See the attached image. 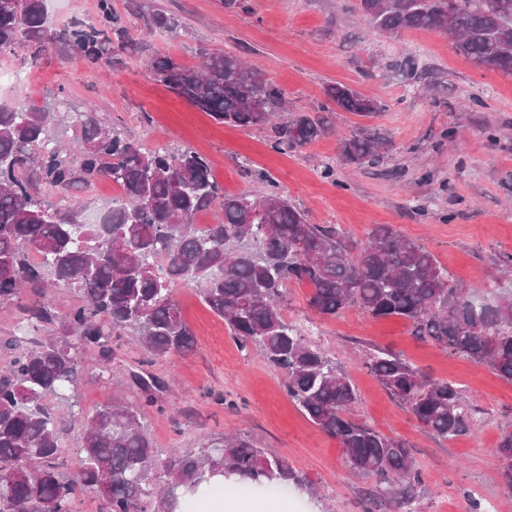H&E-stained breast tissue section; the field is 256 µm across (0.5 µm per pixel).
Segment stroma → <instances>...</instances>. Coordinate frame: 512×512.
I'll return each mask as SVG.
<instances>
[{"instance_id": "stroma-1", "label": "stroma", "mask_w": 512, "mask_h": 512, "mask_svg": "<svg viewBox=\"0 0 512 512\" xmlns=\"http://www.w3.org/2000/svg\"><path fill=\"white\" fill-rule=\"evenodd\" d=\"M353 2L251 0L245 13L222 0H112L135 49L113 54L104 69L65 58L59 47L35 64L2 54L0 104L26 100L88 111L101 123L124 127L140 145L192 149L209 160L226 192L262 196L277 185L313 223L336 225L355 243L373 225H392L433 253L454 282L491 295L512 279V77L479 68L435 31L385 37L353 10ZM156 11L177 16L178 31L145 33L141 16ZM205 49L257 64L282 89L289 111L327 118L331 133L302 150L276 152L270 128L216 122L149 72L151 62L166 55L197 65ZM406 62L429 73L430 82H408L397 70ZM336 82L384 103L385 111L366 119L337 109L324 93ZM365 126L391 142L385 171L356 170L339 158L340 136ZM451 127L456 136L450 141L445 133ZM325 163L335 167V181L321 178ZM424 171L430 181H420ZM115 191L108 180L77 185L68 203L79 217L102 215ZM310 292L307 283H289V320L352 380L358 393L352 417L402 439L420 474L410 505L381 502L374 512H512V491L498 477L497 454L500 439L512 431V383L418 340L405 320L372 318L355 307L334 317L318 315L307 306ZM175 299L195 346L151 366L170 383L163 411H144L159 456L194 451L202 437L235 432L285 460L299 476L279 484L273 499L260 486L226 479L222 496L197 503L195 512H217L222 502L240 505L242 512H362L376 477L350 470L338 440L288 398L282 372L257 349L240 348L195 285L179 284ZM44 338L22 323L15 307L0 306V369L8 361L6 341L31 348ZM368 344L400 354L433 378L458 383L478 426L448 441L425 432L365 368L361 353ZM79 368L84 410L132 400L131 383L98 380L97 351H84ZM218 392L224 404L215 402Z\"/></svg>"}]
</instances>
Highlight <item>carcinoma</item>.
<instances>
[{"instance_id":"1","label":"carcinoma","mask_w":512,"mask_h":512,"mask_svg":"<svg viewBox=\"0 0 512 512\" xmlns=\"http://www.w3.org/2000/svg\"><path fill=\"white\" fill-rule=\"evenodd\" d=\"M498 2L361 0L360 11L390 37L413 29L448 34L479 67L512 75V19L501 16ZM146 26L175 33L180 22L153 13ZM56 43L101 66L134 40L112 0H98L95 21L64 28L53 25L46 0H0V54L26 50L34 60ZM201 55L199 69L159 56L150 71L219 123L271 127L276 152L299 151L332 132L327 120L307 113L274 122L284 95L260 69L228 52ZM325 95L360 117L384 109L341 83L327 85ZM68 120L79 134L66 148L54 134L57 113L24 100L0 105V305H17L22 319L45 331L57 319L51 303L23 305L24 290L47 294L48 274L54 286L81 297L67 310L61 335L14 355L0 371V512H73L85 492L101 497L106 512H174L182 496L214 477L256 485L298 479L286 461L242 436H204L198 451L174 450L159 460L143 408H162L169 383L146 371L130 374L139 390L135 406L108 403L87 414L75 396H64L77 387L78 356L87 349L100 356L98 379L112 380L114 336L131 337L143 350V365L191 350L193 334L174 298L183 281L195 284L241 346L259 349L283 370L288 398L339 441L350 469L379 477L373 503L410 502L419 473L402 440L349 417L358 399L350 378L284 315L289 282L311 286L308 306L322 316L357 307L372 318L403 319L418 339L512 383L511 289L478 302L452 284L424 246L388 224L374 225L352 247L336 227L310 223L274 185L264 197L229 194L209 162L189 148L146 149L93 112H74ZM389 143L366 126L339 140L340 157L359 169L381 167ZM34 178L58 192L110 179L120 190L119 204L98 223L84 224L66 207L42 204L32 194ZM215 207L222 212L217 223H195ZM363 362L428 432L449 440L476 426L475 411L455 383L435 380L383 348L364 350ZM53 397L69 401L84 428L83 468L73 477L63 471Z\"/></svg>"}]
</instances>
